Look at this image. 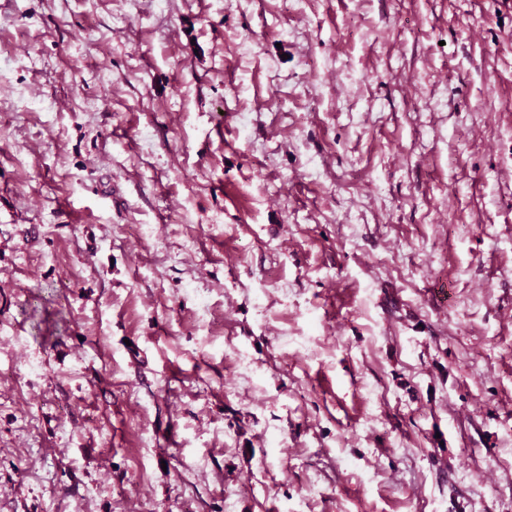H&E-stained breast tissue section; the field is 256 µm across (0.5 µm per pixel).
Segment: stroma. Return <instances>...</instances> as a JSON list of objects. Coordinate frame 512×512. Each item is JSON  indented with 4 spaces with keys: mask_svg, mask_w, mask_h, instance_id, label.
<instances>
[{
    "mask_svg": "<svg viewBox=\"0 0 512 512\" xmlns=\"http://www.w3.org/2000/svg\"><path fill=\"white\" fill-rule=\"evenodd\" d=\"M0 512H512V0H0Z\"/></svg>",
    "mask_w": 512,
    "mask_h": 512,
    "instance_id": "stroma-1",
    "label": "stroma"
}]
</instances>
